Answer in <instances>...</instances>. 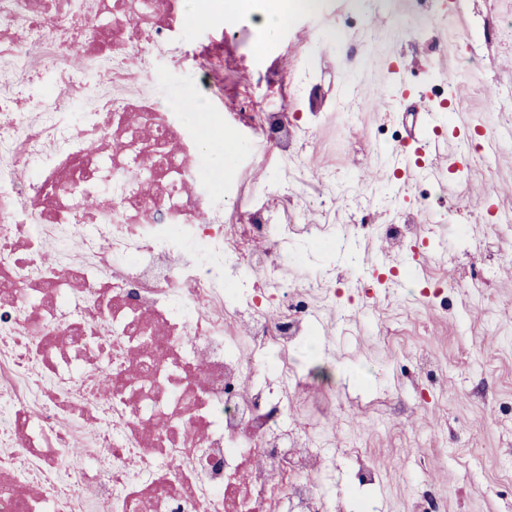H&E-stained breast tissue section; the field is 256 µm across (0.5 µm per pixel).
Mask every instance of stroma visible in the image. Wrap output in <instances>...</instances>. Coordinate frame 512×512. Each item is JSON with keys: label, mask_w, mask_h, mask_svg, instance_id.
Listing matches in <instances>:
<instances>
[{"label": "stroma", "mask_w": 512, "mask_h": 512, "mask_svg": "<svg viewBox=\"0 0 512 512\" xmlns=\"http://www.w3.org/2000/svg\"><path fill=\"white\" fill-rule=\"evenodd\" d=\"M349 0L331 15L262 31L297 93L287 158L257 170L259 183L294 187V224H332L336 254L314 239L297 249L289 282L336 276V299L314 294L313 322L325 354L295 353L299 370L324 362L333 418L301 412L336 467L313 474L339 485L367 512H411L436 499L445 512H512V194L482 200L474 184L512 185V0H370L354 19ZM214 0L185 13L193 48L234 31L250 14ZM148 85L165 107L200 98L195 68L152 54ZM467 93L444 114L448 163L423 166L415 181L393 174L389 155L412 126L425 125L418 99L439 105L449 85ZM389 239L390 257L419 278L386 280L362 265L363 251ZM374 470L363 481L359 468Z\"/></svg>", "instance_id": "obj_1"}]
</instances>
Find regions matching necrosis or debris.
<instances>
[{
  "label": "necrosis or debris",
  "instance_id": "obj_1",
  "mask_svg": "<svg viewBox=\"0 0 512 512\" xmlns=\"http://www.w3.org/2000/svg\"><path fill=\"white\" fill-rule=\"evenodd\" d=\"M185 0H0V512H335L296 408L328 405L288 354L313 336L281 275L300 236L256 165L288 153L293 85L268 67L225 91L223 40L196 55L224 135L262 147L202 173L206 128L135 85ZM111 50L112 101L66 119L76 51ZM51 71L56 104L22 108ZM224 181L221 211L210 196Z\"/></svg>",
  "mask_w": 512,
  "mask_h": 512
}]
</instances>
